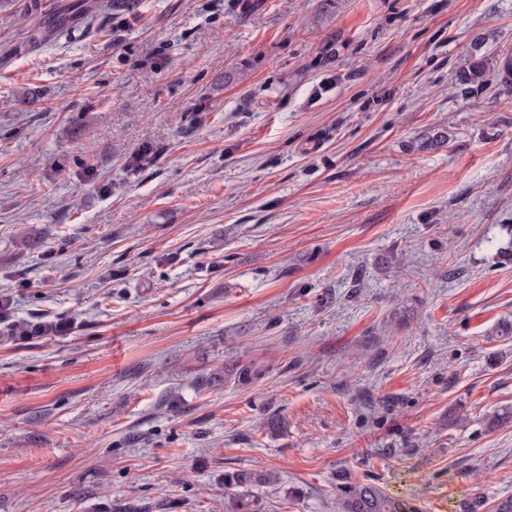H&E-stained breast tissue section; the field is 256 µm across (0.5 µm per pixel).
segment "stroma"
<instances>
[{"instance_id": "obj_1", "label": "stroma", "mask_w": 512, "mask_h": 512, "mask_svg": "<svg viewBox=\"0 0 512 512\" xmlns=\"http://www.w3.org/2000/svg\"><path fill=\"white\" fill-rule=\"evenodd\" d=\"M70 2L0 0V512H337L340 473L493 512L512 87L456 74L512 0H139L20 50Z\"/></svg>"}]
</instances>
